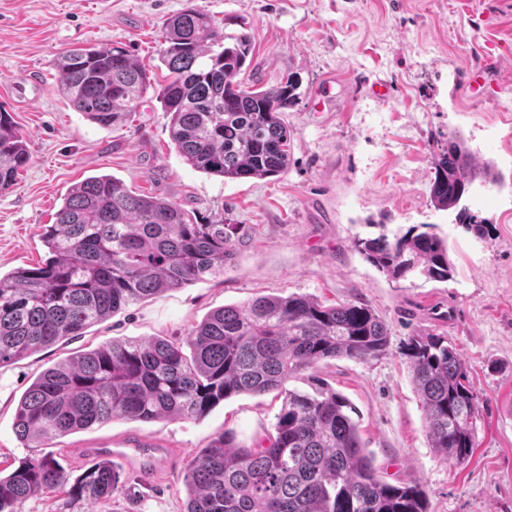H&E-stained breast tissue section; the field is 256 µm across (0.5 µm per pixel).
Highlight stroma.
<instances>
[{"label": "stroma", "instance_id": "stroma-1", "mask_svg": "<svg viewBox=\"0 0 512 512\" xmlns=\"http://www.w3.org/2000/svg\"><path fill=\"white\" fill-rule=\"evenodd\" d=\"M248 33L263 84L295 73L299 99L281 117L291 134L285 173L228 181L188 166L169 137L156 90L128 122L107 128L70 107L56 85L59 53L118 45L144 65L158 61L165 19L186 6ZM512 0H0V106L25 136L31 159L0 192V274L40 264L41 235L62 199L86 177L113 175L136 192L238 225L223 275L131 305L85 336L0 367V463L38 456L13 428L18 400L45 367L115 339L186 337L210 311L261 295L361 302L389 329L386 355L329 360L316 374L351 402L382 480L416 485L430 512H512ZM501 56L499 83L483 97L465 91L475 49ZM462 137L495 186L473 184L471 211L494 228L492 243L435 210L433 152ZM432 225L448 244L453 278L395 281L368 264L354 242ZM447 336L483 402L477 446L444 460L427 434L412 382L407 340ZM282 400L239 395L197 420L116 419L51 441L71 475L95 448L148 442L162 455L150 478L133 459H114L116 503L82 502L74 512H183L184 464L218 434L252 442L271 432Z\"/></svg>", "mask_w": 512, "mask_h": 512}]
</instances>
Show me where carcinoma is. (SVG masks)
<instances>
[{"instance_id": "1", "label": "carcinoma", "mask_w": 512, "mask_h": 512, "mask_svg": "<svg viewBox=\"0 0 512 512\" xmlns=\"http://www.w3.org/2000/svg\"><path fill=\"white\" fill-rule=\"evenodd\" d=\"M253 57L247 35L224 34L206 12L188 6L164 21L159 60L167 74L158 98L170 140L192 168L226 180L287 169L291 132L280 114L297 102L301 82L291 73L262 85ZM56 71L70 106L103 127L125 123L153 87L148 70L119 46L67 50ZM29 158L26 138L0 106L1 191ZM480 177L497 183L491 166L476 168L463 141L450 135L436 155L430 202L456 211L468 232L491 242L492 225L464 204ZM236 229L137 193L112 175L86 178L44 227L49 257L0 276V367L79 338L131 304L224 273ZM354 247L393 280L453 278L448 245L417 226ZM388 344L386 323L366 304L258 296L213 311L184 338L114 340L45 369L19 401L15 434L44 447L118 418L193 420L233 396L277 390L283 404L274 432L245 446L226 429L187 461L185 512H429L424 490L379 477L348 399L315 374L326 360L379 358ZM404 355L433 447L447 461H465L482 409L455 346L418 333ZM305 372L310 390L286 387ZM122 490L108 460L72 480L46 455L0 475V512H22L37 492L62 496L60 512H70L80 501H116Z\"/></svg>"}]
</instances>
